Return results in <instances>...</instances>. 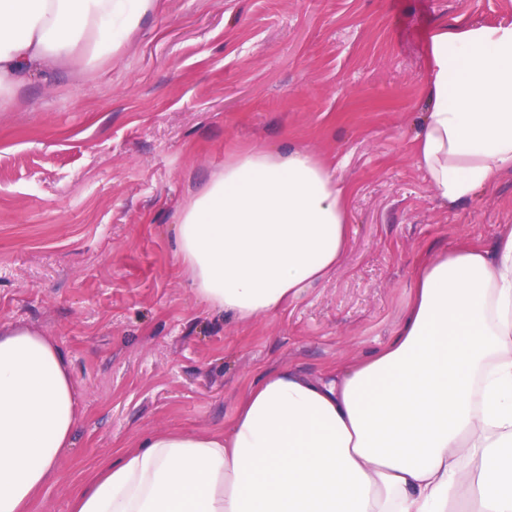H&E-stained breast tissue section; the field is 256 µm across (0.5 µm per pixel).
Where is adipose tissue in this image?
Listing matches in <instances>:
<instances>
[{"label":"adipose tissue","instance_id":"obj_1","mask_svg":"<svg viewBox=\"0 0 512 512\" xmlns=\"http://www.w3.org/2000/svg\"><path fill=\"white\" fill-rule=\"evenodd\" d=\"M158 0H0V103L91 74ZM416 166L457 205L512 172V24L441 23ZM351 234L347 186L298 148L235 150L179 210L173 258L209 310L282 311ZM82 411L50 337L0 325V512H33ZM512 512V229L425 252L393 339L262 374L221 430H151L96 465L69 512Z\"/></svg>","mask_w":512,"mask_h":512}]
</instances>
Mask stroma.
<instances>
[{
  "instance_id": "stroma-1",
  "label": "stroma",
  "mask_w": 512,
  "mask_h": 512,
  "mask_svg": "<svg viewBox=\"0 0 512 512\" xmlns=\"http://www.w3.org/2000/svg\"><path fill=\"white\" fill-rule=\"evenodd\" d=\"M512 23V0H159L104 77L0 111V321L62 348L84 403L34 512H68L100 459L154 429H221L257 375L392 338L426 250L512 226V174L444 205L413 159L439 23ZM296 146L349 188L351 238L280 313L211 314L170 248L231 149Z\"/></svg>"
}]
</instances>
